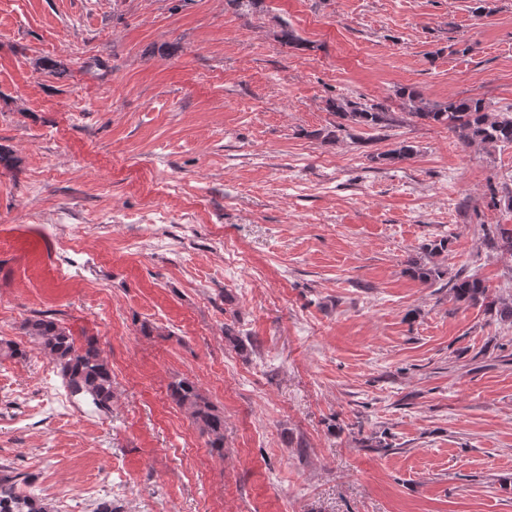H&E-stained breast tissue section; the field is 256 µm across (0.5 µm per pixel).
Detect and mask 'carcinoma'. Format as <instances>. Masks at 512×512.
<instances>
[{
	"instance_id": "obj_1",
	"label": "carcinoma",
	"mask_w": 512,
	"mask_h": 512,
	"mask_svg": "<svg viewBox=\"0 0 512 512\" xmlns=\"http://www.w3.org/2000/svg\"><path fill=\"white\" fill-rule=\"evenodd\" d=\"M43 73L63 79L69 75L64 62L46 57L39 62ZM397 95L409 106V115L429 124L442 125L457 136L464 146L480 144L486 147L512 145V111L492 112L483 99L474 97L450 99L430 104L418 90L401 87ZM336 121L319 130L315 136L333 143L352 127L372 130L389 127L395 118L381 103L336 100L330 105ZM414 147L402 143L378 159L390 163L411 158ZM485 240L494 248L512 256V226L483 224ZM411 272L432 284L443 279L447 271L442 264L413 263ZM454 298L470 305H480L494 313L504 324H512V299L494 293L491 287L475 274L456 273L446 283ZM29 341L37 346L55 365L64 386L71 396L79 398L99 412L111 409L112 368L103 354L99 341L90 337L81 346L75 345L71 333L53 317L40 314L24 322ZM169 397L181 408L201 433L208 437L211 448L224 450V413L202 393L197 384L187 378L171 383ZM0 512H54L47 498L37 493L34 478L14 468L0 467Z\"/></svg>"
}]
</instances>
